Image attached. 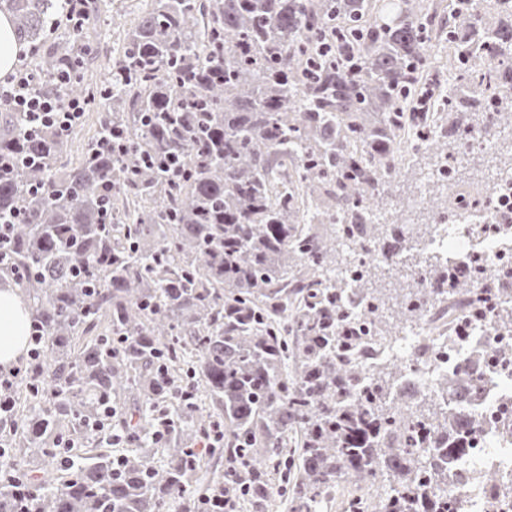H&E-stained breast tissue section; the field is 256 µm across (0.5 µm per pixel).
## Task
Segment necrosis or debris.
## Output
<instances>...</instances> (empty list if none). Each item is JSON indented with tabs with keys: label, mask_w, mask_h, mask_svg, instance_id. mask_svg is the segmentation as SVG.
Here are the masks:
<instances>
[{
	"label": "necrosis or debris",
	"mask_w": 512,
	"mask_h": 512,
	"mask_svg": "<svg viewBox=\"0 0 512 512\" xmlns=\"http://www.w3.org/2000/svg\"><path fill=\"white\" fill-rule=\"evenodd\" d=\"M497 212L496 224L478 226L473 220L475 207L462 206L459 222L448 225L440 236L425 241L424 247L443 255L453 266L459 259L477 256L511 270L512 196L499 198ZM486 322L485 316L474 314L465 327L463 342L451 345L435 341L424 362L410 358L421 340L416 332L400 337L387 351L388 356L407 361L404 384L418 395L428 392L434 377L456 369L475 355H482L488 365L484 393L468 406L470 412L481 417L483 428L466 454L447 463L454 473L466 477L464 484L448 485L447 497L459 512H512V496L504 494L497 501H490L482 481V473L489 467L512 475V372L496 365L497 349L512 346V336L487 335Z\"/></svg>",
	"instance_id": "4bbe7bcc"
}]
</instances>
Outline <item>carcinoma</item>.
<instances>
[{
    "mask_svg": "<svg viewBox=\"0 0 512 512\" xmlns=\"http://www.w3.org/2000/svg\"><path fill=\"white\" fill-rule=\"evenodd\" d=\"M62 0H0L34 55L36 87L110 108L69 161L73 132L25 133L0 105V283L28 298L49 345L4 392L3 463L29 480L0 483V512H199V444L223 431V476L207 495L265 512L273 476L295 512H317L349 478L382 489L386 512H452L448 471L432 457L470 449L481 421L438 402L483 392L478 358L439 375L407 405L405 368L363 363L360 323L396 341L379 273L408 271L402 329L464 319L482 292L491 335L512 334V288L420 251V235L380 221L405 154L458 158L472 135L512 128V0H153L111 78L88 79V43L57 36ZM447 43L462 93L441 83L424 42ZM484 59L473 69L472 61ZM68 68L70 82L56 80ZM456 196L433 215L453 217ZM376 250L349 286L343 270ZM190 391L189 399L180 392ZM177 425L154 438L152 409ZM117 422L126 447L97 427ZM71 439L85 463L53 452Z\"/></svg>",
    "mask_w": 512,
    "mask_h": 512,
    "instance_id": "obj_1",
    "label": "carcinoma"
}]
</instances>
